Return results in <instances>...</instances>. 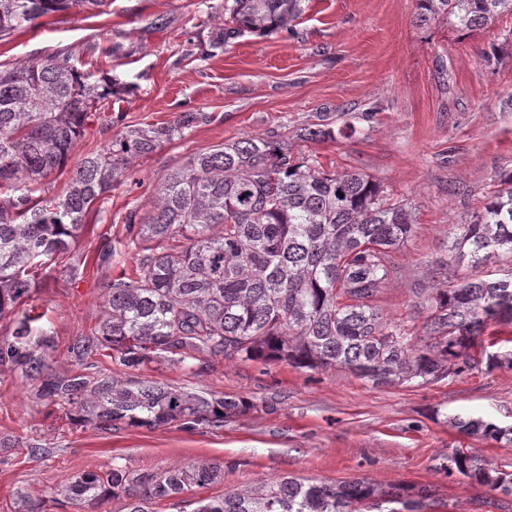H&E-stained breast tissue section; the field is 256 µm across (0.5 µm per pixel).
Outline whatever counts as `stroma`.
I'll use <instances>...</instances> for the list:
<instances>
[{"label": "stroma", "mask_w": 512, "mask_h": 512, "mask_svg": "<svg viewBox=\"0 0 512 512\" xmlns=\"http://www.w3.org/2000/svg\"><path fill=\"white\" fill-rule=\"evenodd\" d=\"M415 13V0H308L283 30L214 49L224 0H112L103 15H49L0 39L2 62L64 55L125 84L110 115L89 119L75 156L103 151L128 125L211 115L184 139L133 161L129 181L96 203L76 243L40 271L15 316L0 318V339L10 337L14 317L30 316L33 335L52 339L54 368L76 370L71 344L98 325L112 279L136 266L126 247L128 213L146 214L161 176L188 156L231 138L283 134L293 151L316 154L330 171L369 175L385 196L412 207L416 229L374 303L417 327L413 291L430 287L432 267L447 261L450 226L469 223L500 174L512 171V14L464 34L446 21L417 25ZM315 123L331 127L333 138L296 139ZM106 243L117 250L108 266L97 261ZM94 362L120 378L223 393L251 407L220 428L103 431L70 421L21 371L0 368V512H19L21 497L48 498L73 476L117 462L160 474L193 461L223 463V482L186 490L159 512H188L195 500L283 476L428 486L436 501L425 512H512V496L447 473L452 448L493 467L512 463V444L466 436L448 422L473 413L512 424V369L376 386L344 368L220 356L190 369L152 363L131 371L102 355ZM34 447L46 457H33Z\"/></svg>", "instance_id": "obj_1"}]
</instances>
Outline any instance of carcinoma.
I'll return each mask as SVG.
<instances>
[{"mask_svg": "<svg viewBox=\"0 0 512 512\" xmlns=\"http://www.w3.org/2000/svg\"><path fill=\"white\" fill-rule=\"evenodd\" d=\"M305 0H231L211 47L245 34L283 29ZM106 0H0V37L40 17L88 14ZM512 0H416V23L451 20L483 29ZM125 90L118 80L91 79L70 58L0 63V318L15 313L47 261L79 237L95 201L123 183L132 159L182 139L209 121L181 112L160 125L124 127L99 154L81 158L58 197L42 205L36 185L71 159L90 116ZM334 138L321 124L300 129L304 142ZM127 247L137 252L131 277L108 286L97 328L70 348L80 364L107 352L125 368L193 360L285 362L311 371L339 367L375 386L426 385L475 370L512 368V351L478 346L490 321L512 324V270L487 279L433 273L418 292L420 329L383 316L373 301L396 272L393 253L415 231L413 212L382 195L361 172H330L317 157L293 153L279 138L226 140L189 156L160 180L152 210L126 217ZM450 262L479 267L512 255V171L468 224L449 231ZM30 318L15 320L0 341V366L15 367L36 395L61 402L82 421L185 430L221 428L245 407L224 394L203 395L156 380L100 372L62 374L49 362V338L31 339ZM468 437L512 443V426L453 417ZM458 474L512 495V470L491 468L464 448L448 454ZM224 481V465L190 462L163 474L114 465L57 489L64 507L123 501L121 512H153L190 487ZM433 494L385 489L368 479L310 483L293 477L231 489L195 501L193 512H424Z\"/></svg>", "mask_w": 512, "mask_h": 512, "instance_id": "1", "label": "carcinoma"}]
</instances>
